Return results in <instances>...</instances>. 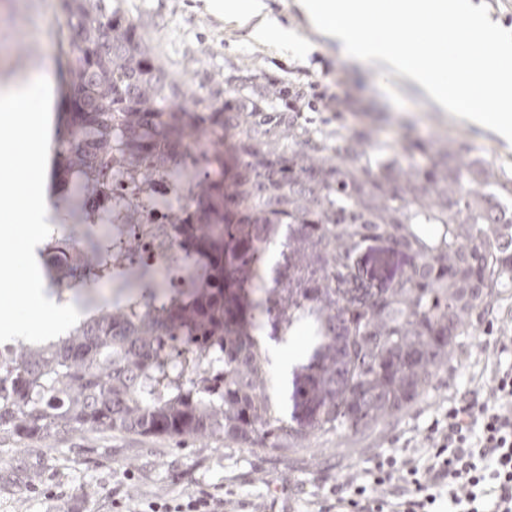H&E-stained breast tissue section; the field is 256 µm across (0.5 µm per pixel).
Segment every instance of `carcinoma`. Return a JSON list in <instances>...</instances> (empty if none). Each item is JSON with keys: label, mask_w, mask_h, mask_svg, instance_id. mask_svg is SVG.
Segmentation results:
<instances>
[{"label": "carcinoma", "mask_w": 512, "mask_h": 512, "mask_svg": "<svg viewBox=\"0 0 512 512\" xmlns=\"http://www.w3.org/2000/svg\"><path fill=\"white\" fill-rule=\"evenodd\" d=\"M58 26L79 36L69 40L57 169L66 222L81 227L96 215L112 231L59 238L67 250L55 286L110 278L102 241L140 223L145 202L132 194L96 206L118 180L182 186L187 212L164 197L147 202L183 227L203 264L175 291L155 267H128L119 296H88L93 314L66 335L11 348L0 359L1 433L95 429L285 450L375 430L448 370L484 300L512 288V188L483 160L450 150L406 168L427 150L403 139L376 155L359 133L324 135L292 116L297 94L286 86L260 99L217 90L185 112L181 84L122 0H70ZM281 98L289 111L271 105ZM226 132L235 137L229 157ZM192 137L209 148L184 153ZM260 235L294 240L292 270L267 312L317 316L318 373L295 388L297 403L317 408L305 420L281 415L269 351L252 335L256 304L243 281ZM384 238L412 259L395 287H333L359 246Z\"/></svg>", "instance_id": "carcinoma-1"}]
</instances>
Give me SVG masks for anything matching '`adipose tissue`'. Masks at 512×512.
<instances>
[{
	"instance_id": "adipose-tissue-1",
	"label": "adipose tissue",
	"mask_w": 512,
	"mask_h": 512,
	"mask_svg": "<svg viewBox=\"0 0 512 512\" xmlns=\"http://www.w3.org/2000/svg\"><path fill=\"white\" fill-rule=\"evenodd\" d=\"M214 11L230 19L252 22L250 36L257 42L278 40L282 47L295 43V34L277 19L266 16L264 0H211ZM52 84L43 73L30 74L26 79L0 86V112L12 113L15 137L0 139V153L24 150L30 163L21 171L0 178V213L24 214L32 226L21 240L20 247L28 262H35L39 240L52 233L60 219L44 189V171L50 150L45 115L52 111Z\"/></svg>"
}]
</instances>
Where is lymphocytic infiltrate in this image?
<instances>
[{
  "label": "lymphocytic infiltrate",
  "instance_id": "1",
  "mask_svg": "<svg viewBox=\"0 0 512 512\" xmlns=\"http://www.w3.org/2000/svg\"><path fill=\"white\" fill-rule=\"evenodd\" d=\"M420 451H382L364 475L317 490L313 512H512V330L485 342Z\"/></svg>",
  "mask_w": 512,
  "mask_h": 512
}]
</instances>
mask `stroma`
I'll return each instance as SVG.
<instances>
[{"label": "stroma", "instance_id": "1", "mask_svg": "<svg viewBox=\"0 0 512 512\" xmlns=\"http://www.w3.org/2000/svg\"><path fill=\"white\" fill-rule=\"evenodd\" d=\"M264 2L271 17L295 30V49L255 42L250 25L213 12L209 0H123V8L158 45L185 98L217 86L257 97L276 84L305 93L317 85L339 102L332 110L304 112L303 121L319 132L364 129L370 133L366 145L374 150L407 134L432 152L454 146L461 158H481L496 177L512 183V143L439 109L399 77L343 58L300 13L296 0ZM62 15L63 0H0V80L32 68L48 74L56 94L48 115L52 121L66 109L68 38L57 26ZM390 87L404 97V107L391 103ZM407 267L405 255L379 241L358 251L357 274L376 289L396 282ZM35 277L48 281L46 267L29 273L20 265H0V316L28 320L40 341L58 329L11 302L13 289ZM510 325L512 291L477 310L466 345L406 416L340 443L324 437L309 448L270 451L228 442L179 446L168 438L91 430L21 441L0 434V512H112L116 498L129 512H142L148 502L200 491L224 495V512H308L311 491L362 473L378 452L403 447L447 407L466 379V368L478 362L489 328ZM263 341L278 347L285 362L273 387L282 412L305 416V408L294 404V384L308 375L319 339L281 322L267 325Z\"/></svg>", "mask_w": 512, "mask_h": 512}]
</instances>
